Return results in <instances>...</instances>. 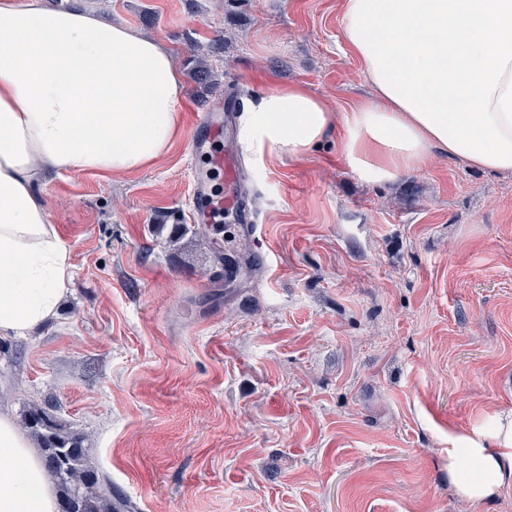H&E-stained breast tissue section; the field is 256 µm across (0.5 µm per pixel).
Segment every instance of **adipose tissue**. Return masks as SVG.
I'll return each instance as SVG.
<instances>
[{"mask_svg":"<svg viewBox=\"0 0 512 512\" xmlns=\"http://www.w3.org/2000/svg\"><path fill=\"white\" fill-rule=\"evenodd\" d=\"M342 36L372 88L342 115L305 88L264 95L247 147L297 158L343 128V156L381 182L440 155L512 174V0H343ZM180 73L165 46L90 12L0 0V334L54 320L72 272L41 199L52 168L137 172L180 134ZM492 448H452L459 494L480 505L512 473V420ZM54 481L0 409V512H57Z\"/></svg>","mask_w":512,"mask_h":512,"instance_id":"ef3b65f1","label":"adipose tissue"}]
</instances>
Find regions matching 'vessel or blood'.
<instances>
[{
  "instance_id": "obj_1",
  "label": "vessel or blood",
  "mask_w": 512,
  "mask_h": 512,
  "mask_svg": "<svg viewBox=\"0 0 512 512\" xmlns=\"http://www.w3.org/2000/svg\"><path fill=\"white\" fill-rule=\"evenodd\" d=\"M235 126L232 105L216 100L196 113L189 127L190 151L205 161L193 172L189 221L203 230L222 223L225 212L242 208L245 180Z\"/></svg>"
}]
</instances>
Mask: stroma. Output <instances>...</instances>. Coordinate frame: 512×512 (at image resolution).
<instances>
[{
  "instance_id": "1",
  "label": "stroma",
  "mask_w": 512,
  "mask_h": 512,
  "mask_svg": "<svg viewBox=\"0 0 512 512\" xmlns=\"http://www.w3.org/2000/svg\"><path fill=\"white\" fill-rule=\"evenodd\" d=\"M161 40L181 116L217 92L250 108L306 87L332 112L371 94L341 0H45ZM209 47L212 85L188 73ZM237 148L258 222L255 281L170 246L188 221V137L152 167L54 171L43 199L72 262L56 319L0 335V403L52 410L133 512L478 509L448 448L492 446L512 415V175L435 157L361 181L337 135L292 159Z\"/></svg>"
}]
</instances>
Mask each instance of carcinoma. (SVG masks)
<instances>
[{"mask_svg":"<svg viewBox=\"0 0 512 512\" xmlns=\"http://www.w3.org/2000/svg\"><path fill=\"white\" fill-rule=\"evenodd\" d=\"M43 467L59 489V512H129L132 505L112 495L109 481L89 465L85 438L41 408L22 419Z\"/></svg>","mask_w":512,"mask_h":512,"instance_id":"1","label":"carcinoma"}]
</instances>
